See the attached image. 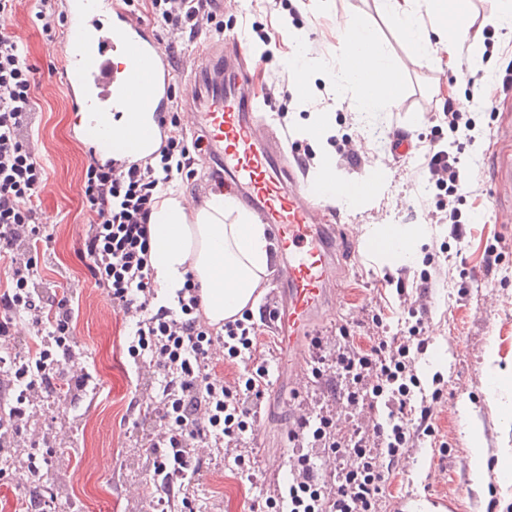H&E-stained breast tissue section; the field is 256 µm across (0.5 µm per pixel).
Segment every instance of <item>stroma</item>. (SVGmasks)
I'll use <instances>...</instances> for the list:
<instances>
[{"mask_svg": "<svg viewBox=\"0 0 512 512\" xmlns=\"http://www.w3.org/2000/svg\"><path fill=\"white\" fill-rule=\"evenodd\" d=\"M37 11V0H22L7 22L36 70L40 110L34 144L48 165V188L39 205L52 240L37 276L78 297L74 336L99 386L95 402L83 400L40 416V427H51L60 453L52 457L39 492L52 503V512H150L148 431L136 426L128 412L144 375L127 354L123 313L113 309L95 285L87 260L77 253L79 233L89 218L85 198L76 191L90 162L88 140L74 129L69 96L54 75L53 41L43 32ZM342 15L368 24L400 68L394 104L372 117L354 112L351 102L335 103L321 71L343 52L333 25ZM214 22L238 34L256 101L272 124L288 125V152L299 157L313 153L301 129L311 112H327L333 124L327 151L336 159L339 180L362 182L374 163L390 174L363 203L339 206L338 231L355 243L356 253L342 280L344 300L322 322L326 335L345 334L365 347L371 317L382 318L389 333L404 329L407 312L399 288L425 295L429 302L427 348L415 368L423 396L431 401L436 433L419 435L396 464L381 512H393L402 499L410 512H443L436 504L440 498L454 504L455 512H512V483L500 467L504 457H512V421L498 411L500 395L488 381L484 359L486 351H494L496 366L512 374V277L502 274L512 266V187L501 181L512 168V89L502 87L512 65V36L488 26L493 49L482 68L466 63L452 70L416 62L398 24L385 15L382 0H298L294 6L289 0H238L236 9L217 14ZM300 46L311 50L317 69L309 107L292 95L285 66ZM453 91L472 101L465 113L471 128L453 132L441 127L443 104ZM390 132L408 134L407 156L393 157L386 141ZM433 145L460 160L465 182L456 195L429 183L421 171ZM353 146L359 154L355 163L346 157ZM443 204L458 211L461 237H453L449 225L436 223ZM377 224L427 225L418 260L380 263L364 239ZM492 246L500 256L489 273L484 261ZM438 387L443 394L436 400L432 393ZM284 413L275 407L273 416L245 434L242 450L258 454L252 473L224 460L204 466L191 492L195 512H249L270 479L287 480L295 456L282 441ZM470 424L483 440L480 464L467 440Z\"/></svg>", "mask_w": 512, "mask_h": 512, "instance_id": "obj_1", "label": "stroma"}]
</instances>
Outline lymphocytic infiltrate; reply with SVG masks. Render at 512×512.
<instances>
[{
    "instance_id": "f902f5d3",
    "label": "lymphocytic infiltrate",
    "mask_w": 512,
    "mask_h": 512,
    "mask_svg": "<svg viewBox=\"0 0 512 512\" xmlns=\"http://www.w3.org/2000/svg\"><path fill=\"white\" fill-rule=\"evenodd\" d=\"M151 13L167 32L170 47L210 28L216 0H150ZM35 70L23 43L0 31V258L8 263L0 284V339L13 337L18 322L31 330L23 350L0 349V451L18 449V462L31 476L44 477L51 461L44 450L48 433L27 435L40 403L74 406L89 397L91 374L83 367L73 335V295H59L36 278L39 251L51 241L39 209L47 172L27 147L34 134ZM179 101H172L158 148L124 167L89 163L83 173L90 213L81 253L113 307L135 313L127 351L136 367L154 369L156 382L133 406L150 411L155 426L149 438L154 512H173L188 499L203 462L197 446L230 452L256 420L255 407L270 383L268 358L257 346L260 332L271 331L270 314L253 320L250 312L214 328L207 322L194 279H187L177 303L157 305L152 279L150 218L168 186L197 173V145L179 127ZM408 330L394 336L376 334L370 346L337 344L326 355L323 344L313 353L315 378L345 412L366 414L362 425L340 426L329 412L312 411L298 420L309 432L310 447L334 458L332 481L318 480L310 455H302L287 482L272 488L266 504L273 512H379L388 477L412 448L416 431L433 432L432 411L415 406L420 381L415 352L423 351L427 312L418 302L407 305ZM228 359L251 362L242 381L214 375V349Z\"/></svg>"
}]
</instances>
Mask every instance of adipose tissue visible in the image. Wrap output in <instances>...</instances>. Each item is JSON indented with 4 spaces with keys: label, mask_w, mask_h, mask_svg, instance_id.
Masks as SVG:
<instances>
[{
    "label": "adipose tissue",
    "mask_w": 512,
    "mask_h": 512,
    "mask_svg": "<svg viewBox=\"0 0 512 512\" xmlns=\"http://www.w3.org/2000/svg\"><path fill=\"white\" fill-rule=\"evenodd\" d=\"M388 16L400 27L417 59L457 68L463 59L478 62L479 29L472 0H385ZM345 51L326 76L337 94L357 89L355 109L386 111L399 90V72L391 55L363 23L346 20L336 29ZM234 223H225L227 215ZM151 265L160 288L159 303L173 302L187 277L201 285L204 311L220 324L257 302L266 275L270 241L264 225L226 194L213 195L188 215L181 193L169 191L151 218ZM426 232L422 224H378L365 239L391 263L415 262Z\"/></svg>",
    "instance_id": "1"
}]
</instances>
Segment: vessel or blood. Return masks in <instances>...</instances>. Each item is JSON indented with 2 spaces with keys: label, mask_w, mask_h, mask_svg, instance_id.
I'll list each match as a JSON object with an SVG mask.
<instances>
[{
  "label": "vessel or blood",
  "mask_w": 512,
  "mask_h": 512,
  "mask_svg": "<svg viewBox=\"0 0 512 512\" xmlns=\"http://www.w3.org/2000/svg\"><path fill=\"white\" fill-rule=\"evenodd\" d=\"M64 27L54 52L78 128L92 131L100 163L119 165L153 149L160 118L180 91L181 124L213 162L215 179L274 232V326L289 348L307 349L324 312L341 299L345 247L331 224L339 209L297 185L237 56L206 49L193 73L170 72L169 52L152 27L116 0H67ZM281 381L277 401L288 406L308 378L292 363Z\"/></svg>",
  "instance_id": "obj_1"
}]
</instances>
